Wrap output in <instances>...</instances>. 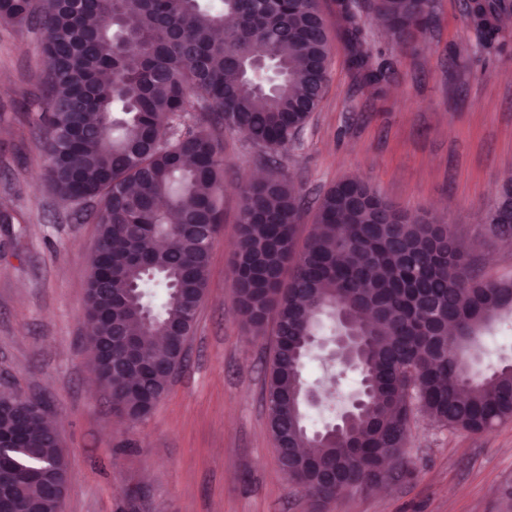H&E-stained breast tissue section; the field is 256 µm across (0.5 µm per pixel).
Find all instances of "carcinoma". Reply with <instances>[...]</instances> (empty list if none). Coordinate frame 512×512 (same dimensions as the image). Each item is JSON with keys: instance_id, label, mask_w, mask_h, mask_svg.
<instances>
[{"instance_id": "obj_1", "label": "carcinoma", "mask_w": 512, "mask_h": 512, "mask_svg": "<svg viewBox=\"0 0 512 512\" xmlns=\"http://www.w3.org/2000/svg\"><path fill=\"white\" fill-rule=\"evenodd\" d=\"M373 9L404 44L431 20V0H374ZM510 12L509 0H477L468 11L483 46L498 41ZM340 13L352 67L380 81L385 66L364 48L357 0H342ZM1 19L42 32L45 179L75 221L98 225L86 282L97 336L89 362L112 406L140 420L181 367L205 294L224 223V131L262 149L295 141L325 91L328 25L311 0H0ZM258 51L282 72L271 89L250 73ZM240 195L236 250L262 279L233 270L234 302L256 335L276 315L268 424L282 467L311 503L337 492L325 469L357 491L385 461L412 475L404 442L415 408L470 433L512 418V365L474 378L456 352L512 318V278H482L448 225L412 223L350 177L323 195L300 251L303 199L292 182L273 174ZM502 207L512 209V182L489 217V232L505 238L512 223H496ZM336 316L360 338L358 350H341L337 374L355 363L369 392L341 432L315 438L295 394L308 336L320 323L336 329ZM0 434L21 439L0 456V512H50L70 478L60 438L35 405L9 394L0 395ZM311 442L315 452H298Z\"/></svg>"}]
</instances>
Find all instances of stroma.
Here are the masks:
<instances>
[{
    "label": "stroma",
    "mask_w": 512,
    "mask_h": 512,
    "mask_svg": "<svg viewBox=\"0 0 512 512\" xmlns=\"http://www.w3.org/2000/svg\"><path fill=\"white\" fill-rule=\"evenodd\" d=\"M330 34L322 102L294 145L260 158L245 137L224 135V222L213 241L207 290L186 363L151 413L115 415L90 389L84 338L88 256L97 235L75 223L42 179V134L29 120L40 94V40L0 24V204L21 218L0 224V393L41 397L65 450L63 512H313L281 470L264 400L269 337L242 326L230 260L239 186L275 168L307 200L296 228L310 235L316 203L358 177L405 213L450 225L482 276H512V249L489 234L488 217L512 174V22L504 48L483 47L463 0H431L429 28L400 43L359 0L365 38L388 69L367 82L348 63L336 0H318ZM326 391L308 424L332 421L355 375L335 380L325 356L304 368ZM404 450L413 477L383 489L348 490L323 512H512V418L473 434L414 414Z\"/></svg>",
    "instance_id": "35a3bbf8"
}]
</instances>
